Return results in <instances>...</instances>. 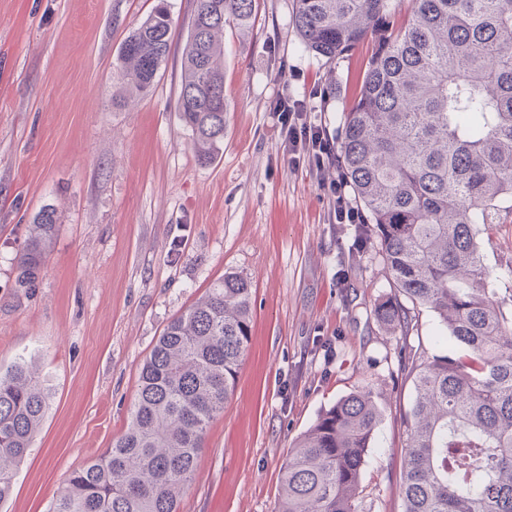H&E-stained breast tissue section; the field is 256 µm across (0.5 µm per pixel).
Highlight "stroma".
I'll use <instances>...</instances> for the list:
<instances>
[{
	"label": "stroma",
	"instance_id": "stroma-1",
	"mask_svg": "<svg viewBox=\"0 0 512 512\" xmlns=\"http://www.w3.org/2000/svg\"><path fill=\"white\" fill-rule=\"evenodd\" d=\"M158 0H0V370L20 359L50 397L0 512H49L74 470L126 427L140 367L168 322L224 273L247 278L253 329L236 390L210 425L179 512H278L283 467L320 412L375 393L382 421L361 512H402L403 416L414 389L398 353L447 345L430 311L390 335L380 257L352 261L355 228L332 223L320 180L282 154V95L339 136L370 44L330 61L305 49L293 0H257L247 33L224 30V149L201 163L176 109L193 0H168L171 50L130 91L126 37ZM58 230L27 287L18 258L38 212ZM490 287L512 289V221L481 236Z\"/></svg>",
	"mask_w": 512,
	"mask_h": 512
}]
</instances>
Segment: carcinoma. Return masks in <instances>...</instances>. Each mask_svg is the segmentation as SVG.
Instances as JSON below:
<instances>
[{
	"label": "carcinoma",
	"mask_w": 512,
	"mask_h": 512,
	"mask_svg": "<svg viewBox=\"0 0 512 512\" xmlns=\"http://www.w3.org/2000/svg\"><path fill=\"white\" fill-rule=\"evenodd\" d=\"M295 0L302 43L328 60L375 44L345 114L339 163L393 292L381 329L419 331L432 312L458 352L404 350L415 397L404 422L403 512H512V312L487 287L478 237L512 198V0ZM255 0H196L177 99L199 160L224 145V27L246 31ZM167 3L119 57L145 92L170 53ZM56 212L42 210L19 256V286L48 255ZM249 282L226 273L163 329L138 379L125 430L74 471L52 512H178L205 434L232 395L251 337ZM49 399L22 360L0 371V501L12 491ZM381 422L369 389L323 410L283 471L279 512H359Z\"/></svg>",
	"instance_id": "cac0c4a2"
}]
</instances>
